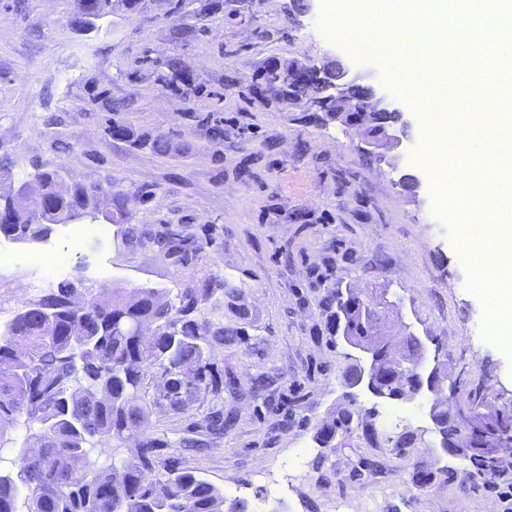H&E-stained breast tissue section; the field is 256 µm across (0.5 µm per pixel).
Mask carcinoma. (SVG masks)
Here are the masks:
<instances>
[{
	"mask_svg": "<svg viewBox=\"0 0 512 512\" xmlns=\"http://www.w3.org/2000/svg\"><path fill=\"white\" fill-rule=\"evenodd\" d=\"M94 30L112 14V0H78ZM155 81L188 96L195 88L178 83L175 58L154 65ZM263 77L274 94L288 101L298 91L276 85L273 73ZM105 133L129 139L154 154L173 150L168 136L138 137L122 122L108 118ZM57 165L40 169L22 183L41 198L42 208L14 209L0 196V235L39 241L52 224L88 220L113 224L127 246L155 247L176 263H186L200 250L196 234L180 224L154 228L130 223L124 199L112 193V181L67 182ZM103 289L63 281L39 298L20 304L0 331V448L17 445L7 436L19 422L37 423L39 452L22 445L8 471L0 472V512H248L246 502L227 500L224 492L197 471L181 466L179 448H203L208 437L222 435L235 421L224 411V372L213 362L217 347L241 335L224 325V309L241 313L238 290L213 275L188 283L175 294L151 287ZM331 330L343 316L344 333L358 342L382 345L381 314L369 305L347 307L342 292L332 289L321 299ZM151 326L150 336L138 326ZM208 402L207 412L191 423L190 437L169 441L141 431L146 416L157 411L190 416L195 404ZM352 413L343 410L317 428L322 448L336 447V435L350 428ZM488 439L512 430L511 415H492L480 423ZM139 439L120 466L94 468L84 448L121 452L127 439ZM475 467L494 471L495 449H462Z\"/></svg>",
	"mask_w": 512,
	"mask_h": 512,
	"instance_id": "1",
	"label": "carcinoma"
}]
</instances>
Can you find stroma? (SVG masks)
<instances>
[{"mask_svg":"<svg viewBox=\"0 0 512 512\" xmlns=\"http://www.w3.org/2000/svg\"><path fill=\"white\" fill-rule=\"evenodd\" d=\"M325 0L298 13L293 0H222L204 13L198 0L116 5L98 29L74 22L76 0H0V158L12 164L9 193L37 166L64 165L72 179H111L135 224L217 225L197 257L173 263L152 249L117 248L113 237L75 244V225L54 226L40 241L0 236V328L17 303L39 297L43 278H82L105 289L166 288L224 276L239 288L241 342L215 348L240 385L225 388L236 426L182 465L198 469L240 498L249 512H512V471L479 480L464 457L441 459L434 433H422L427 409L360 394L359 422L319 448L316 427L345 400L348 351L332 336L319 301L327 289H353L384 316L390 343L423 337L443 364L444 397L457 408L478 397L488 413L512 403V351L477 340L484 309L466 289L470 266L462 232L436 212L438 169L424 146V115L387 75L379 58L319 25ZM189 29L177 41L176 28ZM179 58L197 93L184 98L158 85L153 57ZM333 60L374 86L409 124L397 165L364 155L353 132L316 112L284 106L262 72L272 61ZM105 93L135 134L169 133L176 151L156 155L104 135ZM222 127L223 141L210 130ZM409 174L419 188L402 186ZM274 375L252 392L250 376ZM372 423L376 442L363 436ZM417 440L396 448L400 434ZM373 457L381 467L362 469ZM299 473L293 493H275L263 470ZM434 473L425 491L413 472Z\"/></svg>","mask_w":512,"mask_h":512,"instance_id":"stroma-1","label":"stroma"}]
</instances>
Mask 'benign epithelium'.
Returning a JSON list of instances; mask_svg holds the SVG:
<instances>
[{"label": "benign epithelium", "mask_w": 512, "mask_h": 512, "mask_svg": "<svg viewBox=\"0 0 512 512\" xmlns=\"http://www.w3.org/2000/svg\"><path fill=\"white\" fill-rule=\"evenodd\" d=\"M277 82L284 87L301 90V94L291 99L290 104L297 107L302 104H313V87L315 76L319 75L322 67L317 64L292 63L272 65ZM347 71L338 67L332 71V78L326 83L327 102L346 100L350 95L361 89V86L346 80ZM365 106L353 112L333 110L325 117V122L338 123L354 131L361 142L374 149L394 148L401 143L394 125L376 126L375 115L385 112L382 106L383 98L376 97L370 87L366 88ZM343 342L360 353L357 357L358 368L356 377L349 383L351 392L365 391L375 399L392 401L410 400L417 394L427 391L434 396L442 395L444 391L443 378L437 364L426 370V347H421L420 357L415 363L409 364L400 358L389 354L388 348L370 345L353 344L349 337L341 336ZM467 432L469 439H474L471 428L457 431L440 437L439 451L450 458L460 452L462 432Z\"/></svg>", "instance_id": "benign-epithelium-1"}]
</instances>
